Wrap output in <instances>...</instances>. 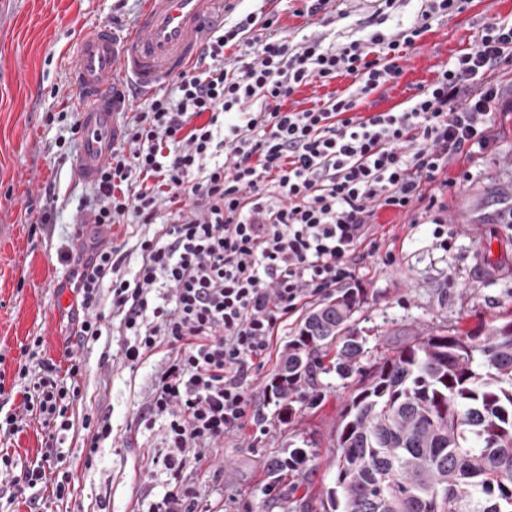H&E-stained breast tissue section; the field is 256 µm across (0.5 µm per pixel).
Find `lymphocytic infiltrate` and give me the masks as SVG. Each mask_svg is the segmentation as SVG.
Segmentation results:
<instances>
[{
    "label": "lymphocytic infiltrate",
    "mask_w": 512,
    "mask_h": 512,
    "mask_svg": "<svg viewBox=\"0 0 512 512\" xmlns=\"http://www.w3.org/2000/svg\"><path fill=\"white\" fill-rule=\"evenodd\" d=\"M402 0H375L360 35L340 42L310 34L291 41L274 18L249 13L212 36L178 77L176 95L154 94L125 126L83 208L87 240L63 253L77 268L82 312L74 343L48 358L41 337L22 345L18 405L0 418V439L36 420L47 442L39 460L14 473L0 456V499L37 487L56 500L67 458L59 448L74 427L87 432L93 462L112 435L108 413L77 416L83 364L77 349L118 333L120 362L132 369L164 353L140 424H164V448L139 472L163 467L171 485L148 512H194L196 492L182 473L229 433L259 424L248 396L251 372L270 354L287 317L318 294L354 283L374 255L378 210L414 216L443 238L445 189L459 158L485 156L505 105L500 74L512 69V20L485 23L475 47L456 54L396 107L362 114L372 93L402 75V63L433 21L467 11L472 0H420L409 24L388 27ZM351 78L342 91L337 78ZM321 88L311 107L294 98ZM147 226L139 262L106 238L113 225ZM118 318L110 330L106 315Z\"/></svg>",
    "instance_id": "f902f5d3"
}]
</instances>
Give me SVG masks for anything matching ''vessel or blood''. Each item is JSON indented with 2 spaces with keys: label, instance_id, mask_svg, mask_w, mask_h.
Masks as SVG:
<instances>
[{
  "label": "vessel or blood",
  "instance_id": "b4317fda",
  "mask_svg": "<svg viewBox=\"0 0 512 512\" xmlns=\"http://www.w3.org/2000/svg\"><path fill=\"white\" fill-rule=\"evenodd\" d=\"M235 0H145L130 34L88 31L72 59L79 115L78 175L93 180L118 138L117 113L134 96L150 93L197 60L206 42L224 24Z\"/></svg>",
  "mask_w": 512,
  "mask_h": 512
}]
</instances>
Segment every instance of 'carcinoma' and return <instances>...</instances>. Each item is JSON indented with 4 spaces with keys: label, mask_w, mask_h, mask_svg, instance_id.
<instances>
[{
    "label": "carcinoma",
    "mask_w": 512,
    "mask_h": 512,
    "mask_svg": "<svg viewBox=\"0 0 512 512\" xmlns=\"http://www.w3.org/2000/svg\"><path fill=\"white\" fill-rule=\"evenodd\" d=\"M359 299L345 290L313 311L273 370L270 390L291 404L318 368L360 372L336 428L332 512H512V321L477 334L422 336L372 370L357 366L351 326ZM306 462L295 448L276 485Z\"/></svg>",
    "instance_id": "cac0c4a2"
}]
</instances>
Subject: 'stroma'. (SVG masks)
Segmentation results:
<instances>
[{
	"instance_id": "1",
	"label": "stroma",
	"mask_w": 512,
	"mask_h": 512,
	"mask_svg": "<svg viewBox=\"0 0 512 512\" xmlns=\"http://www.w3.org/2000/svg\"><path fill=\"white\" fill-rule=\"evenodd\" d=\"M144 0H0V382L12 387L20 347L42 337L47 356L60 359L77 313L62 299L72 268L61 254L84 239L80 205L93 193L75 172V89L69 65L80 37L106 26L128 34ZM343 18L330 22L293 15L283 0H241L225 16L278 14L283 33L350 35L372 11L370 0H336ZM512 16V0H474L471 8L433 24L404 61L395 84L370 95L361 109L399 105L416 84L430 80L459 50L475 46L483 23ZM509 109L496 116L494 147L470 164L471 178L445 193L449 248L430 227H411L410 216L378 210L377 250L357 271L360 305L354 327L364 340L362 369H370L418 334H483L512 321V228L499 212L512 206V74L502 77ZM50 223H40L42 213ZM303 312L280 329L262 367L252 371L249 394L264 422L226 435L191 464L185 481L197 492L200 512H323L333 487L331 464L336 423L358 386L356 378L315 372L303 379L292 407L271 401L266 387L282 351L298 331ZM115 342L78 350L86 373L80 379L83 412L111 416L112 438L92 466H84L80 440L64 443L74 489L67 505L46 502L47 512H134L150 490H162L168 475L152 485L137 474L162 442L161 426L143 428L138 409L163 362L154 356L137 371L115 360ZM304 449L306 463L286 485H272L275 459Z\"/></svg>"
}]
</instances>
